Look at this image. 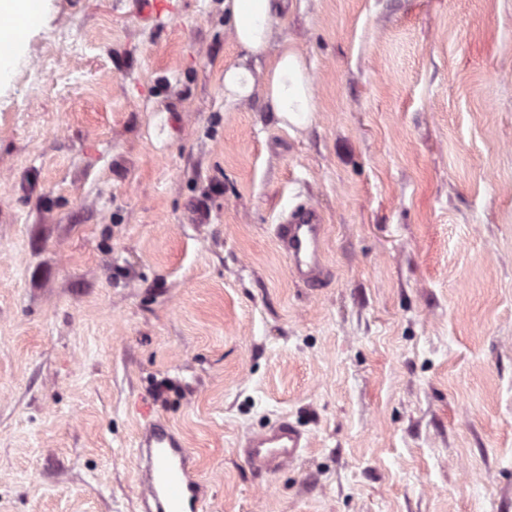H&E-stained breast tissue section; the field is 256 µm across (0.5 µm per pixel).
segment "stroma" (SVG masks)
Listing matches in <instances>:
<instances>
[{
  "label": "stroma",
  "mask_w": 512,
  "mask_h": 512,
  "mask_svg": "<svg viewBox=\"0 0 512 512\" xmlns=\"http://www.w3.org/2000/svg\"><path fill=\"white\" fill-rule=\"evenodd\" d=\"M9 2L0 512H143L157 420L205 512H512V0H287L300 127L225 104L224 0ZM283 417L307 448L252 471ZM325 227L319 210L307 203L295 206L276 224L275 236L288 259L293 279L310 286H321L328 280ZM302 448H306V437L287 418L247 435L239 445L240 454L249 466L265 474L275 473L293 462Z\"/></svg>",
  "instance_id": "35a3bbf8"
}]
</instances>
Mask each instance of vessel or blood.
I'll use <instances>...</instances> for the list:
<instances>
[{
  "mask_svg": "<svg viewBox=\"0 0 512 512\" xmlns=\"http://www.w3.org/2000/svg\"><path fill=\"white\" fill-rule=\"evenodd\" d=\"M291 277L310 286L329 278L324 258L325 224L310 204L295 206L275 227ZM306 446L304 433L289 419L247 435L239 445L256 472L272 474L293 462ZM145 512H200L201 493L187 472L188 451L161 422L149 424L139 445Z\"/></svg>",
  "mask_w": 512,
  "mask_h": 512,
  "instance_id": "1",
  "label": "vessel or blood"
}]
</instances>
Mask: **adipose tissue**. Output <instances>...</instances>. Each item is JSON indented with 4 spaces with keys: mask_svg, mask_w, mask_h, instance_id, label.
<instances>
[{
    "mask_svg": "<svg viewBox=\"0 0 512 512\" xmlns=\"http://www.w3.org/2000/svg\"><path fill=\"white\" fill-rule=\"evenodd\" d=\"M278 0H224L234 41L241 53L237 64L224 71V100L235 104L262 93L271 112L284 124L310 122L315 110L304 56L292 43L271 48ZM269 59L263 78H255L251 63Z\"/></svg>",
    "mask_w": 512,
    "mask_h": 512,
    "instance_id": "ef3b65f1",
    "label": "adipose tissue"
}]
</instances>
